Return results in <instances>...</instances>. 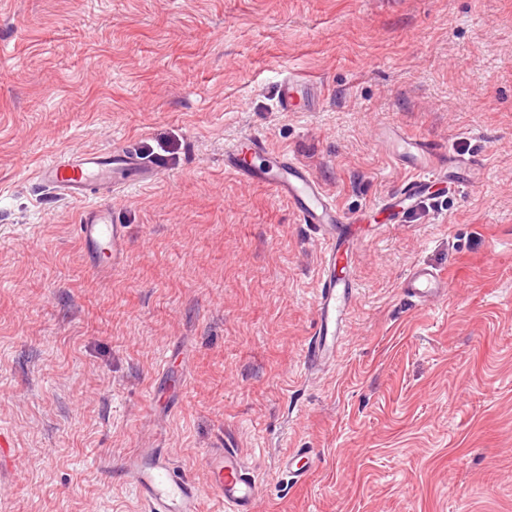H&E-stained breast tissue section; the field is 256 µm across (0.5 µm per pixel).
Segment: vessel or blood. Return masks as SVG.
Masks as SVG:
<instances>
[{
  "label": "vessel or blood",
  "instance_id": "obj_1",
  "mask_svg": "<svg viewBox=\"0 0 512 512\" xmlns=\"http://www.w3.org/2000/svg\"><path fill=\"white\" fill-rule=\"evenodd\" d=\"M280 107L286 112H305L309 104L302 86L293 78L280 85ZM252 149L268 154L264 166L248 167L242 162L239 144L224 149V170L236 177L268 186L280 198L288 200L303 224L314 225L323 242V257L315 299V328L306 348V365L316 369L336 355V342L342 336L352 300L355 282L336 274L337 267L350 256L349 245L357 229L337 207L321 182L302 163L287 153L269 149L258 134L248 136ZM383 147L412 176L398 191L379 205L385 221L397 223L402 211L412 208L426 187L447 182L459 164L445 144L410 135L392 127L384 134ZM147 168L137 157L115 149L108 152H71L45 162L40 178L56 188L66 199L82 204L78 234L91 250H106L113 260H120L126 249L124 225L115 223L109 207L89 202L88 190L93 183L125 185L129 181H146ZM405 296L415 303L434 304L448 292L446 279L435 270L414 267L402 283ZM206 486L177 467L171 458L155 448H139L115 465L120 479L133 487L146 512H200L204 491L219 497L228 512H252L258 483L238 448L233 444L214 449L205 462Z\"/></svg>",
  "mask_w": 512,
  "mask_h": 512
}]
</instances>
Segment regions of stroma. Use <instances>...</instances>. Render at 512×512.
<instances>
[{
	"instance_id": "obj_1",
	"label": "stroma",
	"mask_w": 512,
	"mask_h": 512,
	"mask_svg": "<svg viewBox=\"0 0 512 512\" xmlns=\"http://www.w3.org/2000/svg\"><path fill=\"white\" fill-rule=\"evenodd\" d=\"M288 74L313 111L280 109ZM389 123L483 166L380 230ZM249 133L361 225L330 370L314 228L224 170ZM112 146L155 179L91 186L128 236L101 271L38 167ZM416 265L447 298L404 296ZM0 430V512H141L107 462L201 481L226 439L255 512H512V0H0Z\"/></svg>"
}]
</instances>
